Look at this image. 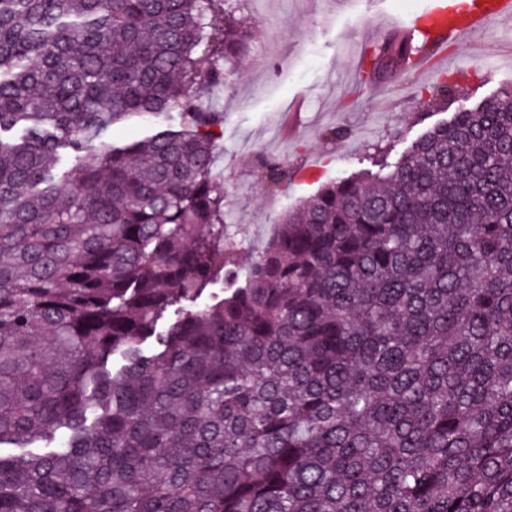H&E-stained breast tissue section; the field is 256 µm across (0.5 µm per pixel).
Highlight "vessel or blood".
<instances>
[{"label":"vessel or blood","mask_w":512,"mask_h":512,"mask_svg":"<svg viewBox=\"0 0 512 512\" xmlns=\"http://www.w3.org/2000/svg\"><path fill=\"white\" fill-rule=\"evenodd\" d=\"M512 17V0H463L462 5H431L422 14L396 23L391 36L412 42L428 39L434 50H442L460 35L476 31L489 19Z\"/></svg>","instance_id":"vessel-or-blood-1"}]
</instances>
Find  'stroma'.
<instances>
[{"label": "stroma", "instance_id": "35a3bbf8", "mask_svg": "<svg viewBox=\"0 0 512 512\" xmlns=\"http://www.w3.org/2000/svg\"><path fill=\"white\" fill-rule=\"evenodd\" d=\"M430 2L263 0L246 6L249 59L228 75L217 98L224 111L217 165L237 207L235 239L243 253L259 250L277 218L314 194L320 181L367 168L369 144L388 139L394 153H401L428 126L512 87V23L495 21L449 43L448 54L457 62L495 61L457 77L450 106H431L417 96L418 87L449 75L442 65L426 75L399 72L382 83H361L357 48L385 42L396 20ZM297 100L305 107L304 127L291 139L282 133L281 118ZM330 127L346 130V137L326 140L323 132ZM271 158L316 176L297 175L268 191L264 163Z\"/></svg>", "mask_w": 512, "mask_h": 512}]
</instances>
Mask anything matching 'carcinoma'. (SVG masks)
Instances as JSON below:
<instances>
[{
    "label": "carcinoma",
    "mask_w": 512,
    "mask_h": 512,
    "mask_svg": "<svg viewBox=\"0 0 512 512\" xmlns=\"http://www.w3.org/2000/svg\"><path fill=\"white\" fill-rule=\"evenodd\" d=\"M244 2L0 0V512H512V88L245 261L203 99ZM148 134L149 130L142 123L129 122L114 126L107 137H105V140L120 143L122 141L140 139Z\"/></svg>",
    "instance_id": "cac0c4a2"
}]
</instances>
